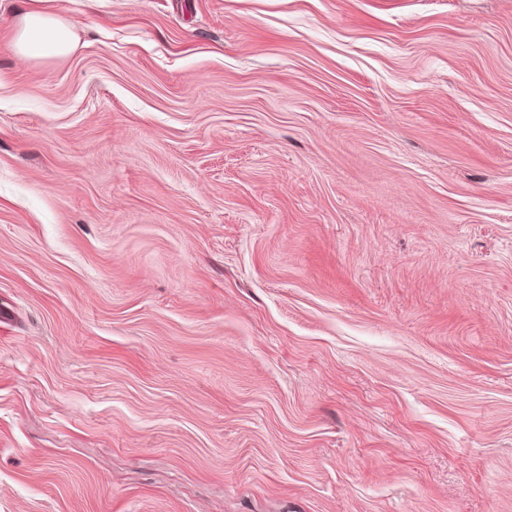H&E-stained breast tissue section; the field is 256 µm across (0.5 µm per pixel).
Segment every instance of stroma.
Listing matches in <instances>:
<instances>
[{
  "label": "stroma",
  "instance_id": "35a3bbf8",
  "mask_svg": "<svg viewBox=\"0 0 512 512\" xmlns=\"http://www.w3.org/2000/svg\"><path fill=\"white\" fill-rule=\"evenodd\" d=\"M0 0V512H512V0ZM21 1L23 9L12 38L15 55L26 60L68 56L76 44L72 26L41 7L47 0Z\"/></svg>",
  "mask_w": 512,
  "mask_h": 512
}]
</instances>
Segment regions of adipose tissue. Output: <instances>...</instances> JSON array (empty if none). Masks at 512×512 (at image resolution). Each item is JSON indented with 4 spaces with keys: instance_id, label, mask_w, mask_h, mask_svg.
Returning <instances> with one entry per match:
<instances>
[{
    "instance_id": "ef3b65f1",
    "label": "adipose tissue",
    "mask_w": 512,
    "mask_h": 512,
    "mask_svg": "<svg viewBox=\"0 0 512 512\" xmlns=\"http://www.w3.org/2000/svg\"><path fill=\"white\" fill-rule=\"evenodd\" d=\"M44 0H23V9L12 38L15 55L26 60L60 59L74 49L71 25L43 9Z\"/></svg>"
}]
</instances>
